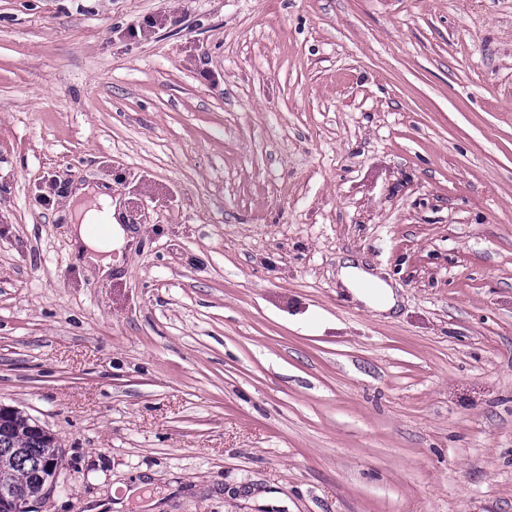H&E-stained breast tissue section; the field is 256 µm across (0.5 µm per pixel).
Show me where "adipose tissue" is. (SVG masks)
Listing matches in <instances>:
<instances>
[{
	"mask_svg": "<svg viewBox=\"0 0 512 512\" xmlns=\"http://www.w3.org/2000/svg\"><path fill=\"white\" fill-rule=\"evenodd\" d=\"M94 196L95 207H87L86 196ZM69 203L74 208L79 222L70 230L69 242L72 253L86 266L96 269L99 275H107L112 270L110 252L114 244H126L128 234L119 224L116 214L118 204L112 199V192L103 186H75ZM106 219L108 234L99 238L93 226L99 219ZM340 280L354 297L378 312H387L396 305L392 288L365 270L349 264L341 268Z\"/></svg>",
	"mask_w": 512,
	"mask_h": 512,
	"instance_id": "adipose-tissue-1",
	"label": "adipose tissue"
}]
</instances>
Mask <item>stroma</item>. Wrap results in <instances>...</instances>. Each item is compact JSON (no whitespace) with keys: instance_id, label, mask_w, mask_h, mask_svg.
<instances>
[{"instance_id":"stroma-1","label":"stroma","mask_w":512,"mask_h":512,"mask_svg":"<svg viewBox=\"0 0 512 512\" xmlns=\"http://www.w3.org/2000/svg\"><path fill=\"white\" fill-rule=\"evenodd\" d=\"M0 404L42 512H512V0H0ZM94 195L96 202L102 206V212L95 207L88 208L84 202L87 195ZM74 206L76 219L80 224H73L70 230V250L86 266L96 269L100 276H105L112 271V256H103L105 253H112L113 239L120 245L126 244L129 239L127 231L118 224L115 217L118 214L117 199L113 201L112 191L105 186L77 185L70 194L68 208ZM74 214L69 216L73 220ZM104 214L108 223V234L102 240L94 232L92 224L98 223L101 215ZM346 260V266L340 270L342 284L351 291L354 297L377 312L392 310L397 301L392 288L365 270L352 265ZM0 404V499L2 496L17 501L0 502L2 512H34V502L45 499L56 488L58 471L63 462V449L54 435L41 429L25 412ZM60 465V466H58ZM58 466V467H57ZM52 470L51 475L49 469ZM38 474L37 491L33 480ZM26 498V499H25Z\"/></svg>"}]
</instances>
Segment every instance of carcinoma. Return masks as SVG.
<instances>
[{
	"label": "carcinoma",
	"instance_id": "obj_1",
	"mask_svg": "<svg viewBox=\"0 0 512 512\" xmlns=\"http://www.w3.org/2000/svg\"><path fill=\"white\" fill-rule=\"evenodd\" d=\"M63 462V449L54 435L36 428V421L15 410L0 426V497L23 500L33 491L36 473Z\"/></svg>",
	"mask_w": 512,
	"mask_h": 512
}]
</instances>
